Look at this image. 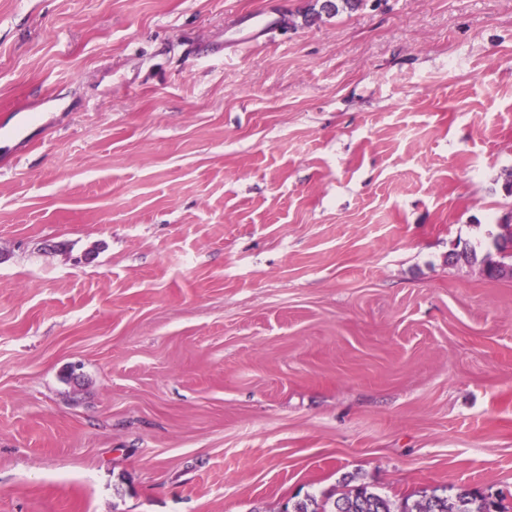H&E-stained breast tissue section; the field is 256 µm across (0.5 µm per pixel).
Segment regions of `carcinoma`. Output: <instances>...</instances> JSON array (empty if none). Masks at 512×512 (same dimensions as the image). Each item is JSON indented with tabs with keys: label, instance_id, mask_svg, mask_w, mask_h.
Wrapping results in <instances>:
<instances>
[{
	"label": "carcinoma",
	"instance_id": "cac0c4a2",
	"mask_svg": "<svg viewBox=\"0 0 512 512\" xmlns=\"http://www.w3.org/2000/svg\"><path fill=\"white\" fill-rule=\"evenodd\" d=\"M291 512H501L499 505L490 497L468 490H459L449 497L447 488L433 489L412 501L406 496L399 505L365 485L349 486L338 496L331 495L319 501L310 496L297 502Z\"/></svg>",
	"mask_w": 512,
	"mask_h": 512
}]
</instances>
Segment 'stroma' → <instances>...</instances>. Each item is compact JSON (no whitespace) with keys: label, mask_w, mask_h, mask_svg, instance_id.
I'll use <instances>...</instances> for the list:
<instances>
[{"label":"stroma","mask_w":512,"mask_h":512,"mask_svg":"<svg viewBox=\"0 0 512 512\" xmlns=\"http://www.w3.org/2000/svg\"><path fill=\"white\" fill-rule=\"evenodd\" d=\"M322 3L0 0V512H512V0ZM345 487L347 489L336 498L332 494L319 502L309 496L306 501L295 503L291 512H503L489 496L465 489H459L454 499L448 496L446 487L435 488L429 494L423 491L421 499L412 502L411 496H406L395 510L394 503L388 497L370 490L368 486L346 484Z\"/></svg>","instance_id":"1"}]
</instances>
